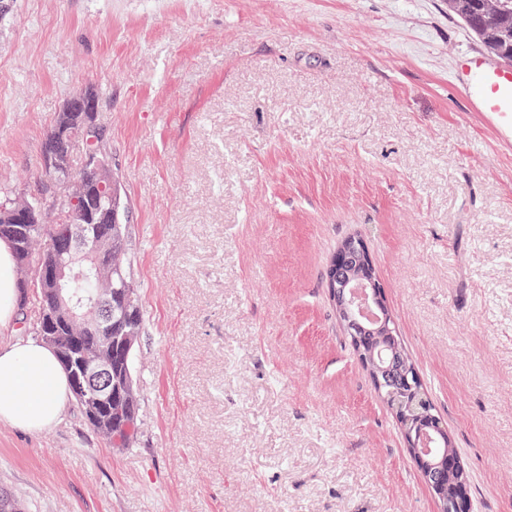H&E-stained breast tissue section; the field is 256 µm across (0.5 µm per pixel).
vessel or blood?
I'll list each match as a JSON object with an SVG mask.
<instances>
[{
    "label": "vessel or blood",
    "instance_id": "b4317fda",
    "mask_svg": "<svg viewBox=\"0 0 512 512\" xmlns=\"http://www.w3.org/2000/svg\"><path fill=\"white\" fill-rule=\"evenodd\" d=\"M468 75V95L474 111L489 115L501 128L512 130V66L468 53L459 60Z\"/></svg>",
    "mask_w": 512,
    "mask_h": 512
}]
</instances>
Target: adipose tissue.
Masks as SVG:
<instances>
[{
  "label": "adipose tissue",
  "instance_id": "obj_1",
  "mask_svg": "<svg viewBox=\"0 0 512 512\" xmlns=\"http://www.w3.org/2000/svg\"><path fill=\"white\" fill-rule=\"evenodd\" d=\"M19 283L10 245L0 241V326L14 317ZM68 380L43 341L20 337L0 346V422L25 433L44 431L60 419Z\"/></svg>",
  "mask_w": 512,
  "mask_h": 512
}]
</instances>
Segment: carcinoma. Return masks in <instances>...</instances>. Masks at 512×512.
<instances>
[{
  "mask_svg": "<svg viewBox=\"0 0 512 512\" xmlns=\"http://www.w3.org/2000/svg\"><path fill=\"white\" fill-rule=\"evenodd\" d=\"M448 9L477 35L482 45L501 60L512 64V0H448ZM89 109L77 111L66 104L54 125L46 133L41 148L38 183L34 194L0 196V239L7 240L19 262L35 260V274L67 260L60 251L58 239L70 224H87L101 231L99 251L106 256L108 268L97 275L86 269V262L75 265L82 277L69 282L71 303H80V317L67 318L63 299L41 282L34 284L38 298V323L46 320L54 325L56 349L71 352L75 344L94 345L99 353L112 359V387L118 397L112 401L109 426L101 424L98 410L87 397L71 388L74 402L88 424L101 436L111 438L108 427L121 430L132 425L122 446L127 447L137 436L139 394L133 376L135 349L123 355L112 354V340L126 336L137 345L145 330L143 310L137 296V283L127 252L128 230L125 224L123 189L103 141L100 122L99 94L93 87L80 93ZM362 257L346 253L339 264H330L327 288L336 282V271L360 267ZM365 352L378 345L386 346L381 376L383 399L400 408L411 426L418 417L435 414L427 400L413 396L414 381L410 361L400 338L390 339L374 327L358 321L355 331ZM426 438L436 447L423 455L418 464L425 482L438 484L442 498L472 506L467 472L458 461L448 463L445 452L448 441L437 432L428 431Z\"/></svg>",
  "mask_w": 512,
  "mask_h": 512,
  "instance_id": "cac0c4a2",
  "label": "carcinoma"
}]
</instances>
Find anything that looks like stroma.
I'll use <instances>...</instances> for the list:
<instances>
[{
  "label": "stroma",
  "mask_w": 512,
  "mask_h": 512,
  "mask_svg": "<svg viewBox=\"0 0 512 512\" xmlns=\"http://www.w3.org/2000/svg\"><path fill=\"white\" fill-rule=\"evenodd\" d=\"M448 0H0V188L102 94L146 331L139 430L0 423L24 512H440L325 286L360 236L473 512H512V132ZM468 74V95L475 112H485L501 128L512 130V66L468 53L459 60Z\"/></svg>",
  "instance_id": "obj_1"
}]
</instances>
